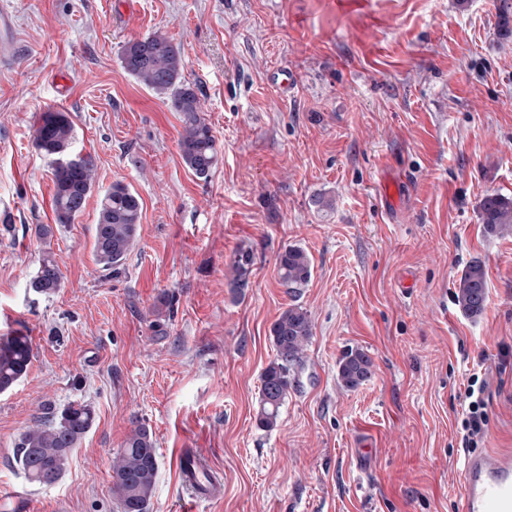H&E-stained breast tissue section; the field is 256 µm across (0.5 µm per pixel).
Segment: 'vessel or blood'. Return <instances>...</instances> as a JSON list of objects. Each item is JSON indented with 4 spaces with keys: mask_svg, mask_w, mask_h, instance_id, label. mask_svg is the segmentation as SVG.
Listing matches in <instances>:
<instances>
[{
    "mask_svg": "<svg viewBox=\"0 0 512 512\" xmlns=\"http://www.w3.org/2000/svg\"><path fill=\"white\" fill-rule=\"evenodd\" d=\"M14 19L0 8V58L14 54ZM184 485L196 499L218 501L224 497V483L194 451L180 462ZM458 512H512V453L486 451L467 454L460 472Z\"/></svg>",
    "mask_w": 512,
    "mask_h": 512,
    "instance_id": "obj_1",
    "label": "vessel or blood"
}]
</instances>
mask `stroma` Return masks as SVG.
<instances>
[{"instance_id":"35a3bbf8","label":"stroma","mask_w":512,"mask_h":512,"mask_svg":"<svg viewBox=\"0 0 512 512\" xmlns=\"http://www.w3.org/2000/svg\"><path fill=\"white\" fill-rule=\"evenodd\" d=\"M15 55L0 61V335L24 330L34 358L0 393V485L34 512H117L112 460L131 428L152 430L151 512H458L459 396L487 383L483 448L512 450V234L484 232L483 196L512 197V12L500 0H8ZM180 44L221 161L183 164L180 115L122 66L125 42ZM292 72L291 89L271 81ZM60 110L96 182L84 212L55 224L51 163L36 121ZM121 182L142 201L120 272L93 258L99 202ZM54 227L51 239L35 227ZM304 248L298 299L278 256ZM252 250L248 288L230 281ZM52 252L64 286L28 288ZM484 262L477 318L455 282ZM173 311L154 326L164 298ZM313 336L277 426L258 427L270 329L291 302ZM351 349L372 376L337 382ZM92 406L91 430L52 487L16 465L20 435L48 408ZM224 477L193 502L185 449Z\"/></svg>"}]
</instances>
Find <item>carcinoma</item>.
I'll return each mask as SVG.
<instances>
[{
  "instance_id": "obj_1",
  "label": "carcinoma",
  "mask_w": 512,
  "mask_h": 512,
  "mask_svg": "<svg viewBox=\"0 0 512 512\" xmlns=\"http://www.w3.org/2000/svg\"><path fill=\"white\" fill-rule=\"evenodd\" d=\"M123 68L147 88L166 94L182 116L179 150L185 166L206 180L218 166L220 153L213 128L201 111L196 90L180 79V47L156 31L127 41L121 51ZM73 123L68 114L48 110L40 114L35 131L38 150L52 163L55 222L70 224L85 210L95 182L96 166L91 156L72 154ZM142 205L140 197L127 185L116 182L100 201L93 242L94 256L106 270L117 271L136 242ZM479 217L486 232L512 231V198L488 194L479 204ZM254 257L241 249L232 265V284L249 287ZM312 273V261L299 246H288L279 254V279L291 297L300 295ZM63 277L55 257L48 251L38 260L28 288L50 297L60 291ZM488 300L484 266L474 262L456 281L458 306L471 317L480 316ZM312 336L306 310L293 305L271 327L274 359L264 369L256 420L270 431L277 426L280 409L288 395L291 372L303 363L304 349ZM33 359L32 339L21 331L0 336V392L14 387L27 373ZM372 372L371 359L360 350L345 352L338 361L337 379L346 389H355ZM94 422L88 404L72 403L61 411H51L18 439L16 461L29 483L51 487L63 477L70 455ZM159 460L150 428L132 421L122 448L112 463V495L123 512H150Z\"/></svg>"
}]
</instances>
